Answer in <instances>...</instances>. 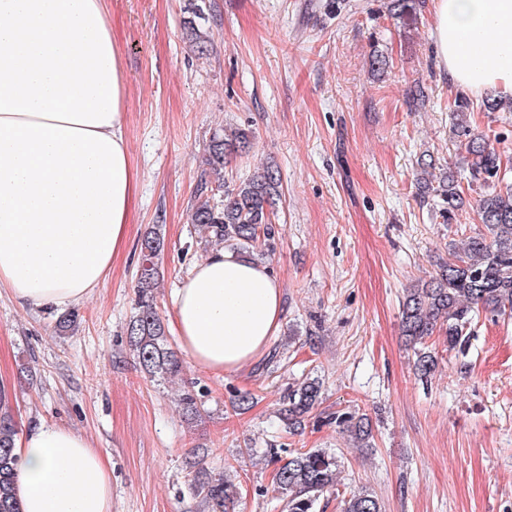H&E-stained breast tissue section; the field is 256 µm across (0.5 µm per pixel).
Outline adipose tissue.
<instances>
[{
  "instance_id": "ef3b65f1",
  "label": "adipose tissue",
  "mask_w": 512,
  "mask_h": 512,
  "mask_svg": "<svg viewBox=\"0 0 512 512\" xmlns=\"http://www.w3.org/2000/svg\"><path fill=\"white\" fill-rule=\"evenodd\" d=\"M440 66L459 91L512 95V0H434ZM122 54L105 0H0V289L31 311L102 286L138 184L124 129ZM283 314L269 269L212 252L177 289L172 324L201 368L233 373ZM22 512H112L108 461L43 423L15 448Z\"/></svg>"
}]
</instances>
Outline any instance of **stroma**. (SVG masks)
Here are the masks:
<instances>
[{"instance_id":"35a3bbf8","label":"stroma","mask_w":512,"mask_h":512,"mask_svg":"<svg viewBox=\"0 0 512 512\" xmlns=\"http://www.w3.org/2000/svg\"><path fill=\"white\" fill-rule=\"evenodd\" d=\"M202 5L211 49L199 55L183 33L190 4ZM391 0H106L122 48L125 131L139 172L127 240L106 281L77 310L72 335L57 336V311L31 312L0 294V388L26 435L50 422L87 438L109 460L112 512H201L186 466L204 456L230 473L237 512H282L267 444L325 449L338 460L339 500L366 489L383 512H512V315L487 311L467 330L466 351L444 333L431 381L414 371L400 335L406 288L434 274L458 231L484 232L469 185L465 148L453 131L458 90L435 54L433 0L399 17ZM423 87V103L408 92ZM467 120L512 159V96L485 111L471 98ZM246 128L250 152L225 171L228 185L258 167L280 172L284 197L274 253L285 311L270 354L236 373L183 359L171 379L145 374L126 344L135 312L138 242L159 225L156 310L193 266L218 249L190 220L213 134ZM454 172L466 204L452 222L439 197L422 195L420 160ZM323 381V402L304 430L277 418L288 382ZM200 416L187 421L183 392ZM248 392L253 406L232 402ZM350 410L373 421L358 448L327 424Z\"/></svg>"}]
</instances>
